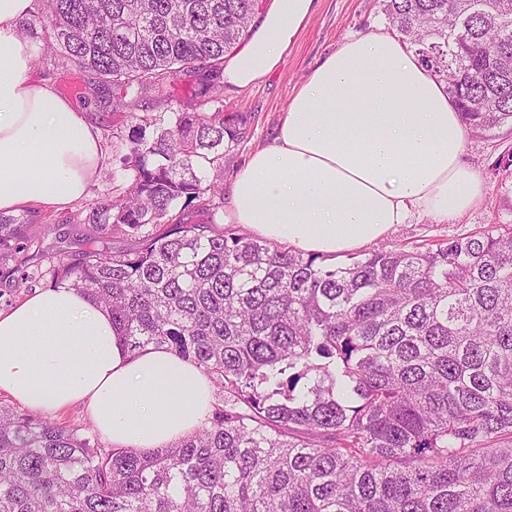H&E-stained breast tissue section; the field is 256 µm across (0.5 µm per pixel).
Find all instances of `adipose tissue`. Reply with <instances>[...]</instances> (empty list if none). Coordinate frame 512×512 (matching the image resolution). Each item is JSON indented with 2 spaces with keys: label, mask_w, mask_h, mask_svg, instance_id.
Returning a JSON list of instances; mask_svg holds the SVG:
<instances>
[{
  "label": "adipose tissue",
  "mask_w": 512,
  "mask_h": 512,
  "mask_svg": "<svg viewBox=\"0 0 512 512\" xmlns=\"http://www.w3.org/2000/svg\"><path fill=\"white\" fill-rule=\"evenodd\" d=\"M316 0H268L224 65L246 88L274 72ZM32 0H0V214L61 212L105 160L97 123L33 67L22 25ZM469 129L443 86L397 36L346 39L292 97L277 134L231 190L227 223L321 256L351 253L412 215L445 223L480 203L463 159ZM209 377L164 347L133 351L112 316L77 289L35 291L0 311V392L52 413L80 406L116 448L161 451L206 422Z\"/></svg>",
  "instance_id": "1"
}]
</instances>
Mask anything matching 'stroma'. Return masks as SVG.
Wrapping results in <instances>:
<instances>
[{
    "label": "stroma",
    "mask_w": 512,
    "mask_h": 512,
    "mask_svg": "<svg viewBox=\"0 0 512 512\" xmlns=\"http://www.w3.org/2000/svg\"><path fill=\"white\" fill-rule=\"evenodd\" d=\"M46 5L47 0H33L28 19V37L35 47L34 68L40 77L53 82L68 96L85 93L87 100L83 107L96 118L101 128L106 162L86 196L66 210L67 224L59 227L52 223L45 229L35 228L27 251L0 261V266L18 270L26 276V286L20 290L16 289L12 279H0V310L9 309L29 296L31 291L44 288L43 272L60 260L75 259L84 251L86 227L77 223L76 218L126 185L127 173L122 164L127 152L125 142L133 137L149 139L154 136L155 129L146 125V118H167L175 112H221L228 118L244 119V136L224 159V183L232 185L251 153L273 139L295 88L321 61L336 51L346 38L392 30L382 10L381 0H317L313 13L299 31L282 64L261 84L243 89L226 86L216 97L204 98L195 95L193 78H184L169 99L147 100L133 108L123 120L121 138L116 139L112 136L111 92L93 89L87 77L67 68L60 54L45 50V32L39 19L45 13ZM508 149L512 150V128L507 126L483 138H468L464 161L485 180L480 204L445 224L429 216L414 217L386 238L374 242L373 250H388L397 244L412 246L464 237L494 224H512V176H497L492 171L499 155Z\"/></svg>",
    "instance_id": "1"
}]
</instances>
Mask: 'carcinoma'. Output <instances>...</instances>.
I'll return each instance as SVG.
<instances>
[{"label": "carcinoma", "mask_w": 512, "mask_h": 512, "mask_svg": "<svg viewBox=\"0 0 512 512\" xmlns=\"http://www.w3.org/2000/svg\"><path fill=\"white\" fill-rule=\"evenodd\" d=\"M260 3L48 0L46 48L117 108L185 72L206 96ZM466 3L383 8L483 135L512 126V0ZM241 135L222 112H176L130 141L127 186L49 269L129 348L197 365L218 392L208 421L145 454L0 405V512H512V228L328 263L216 222L223 182L205 171ZM35 220L0 215V249L25 250ZM115 234L132 245L97 246Z\"/></svg>", "instance_id": "1"}]
</instances>
